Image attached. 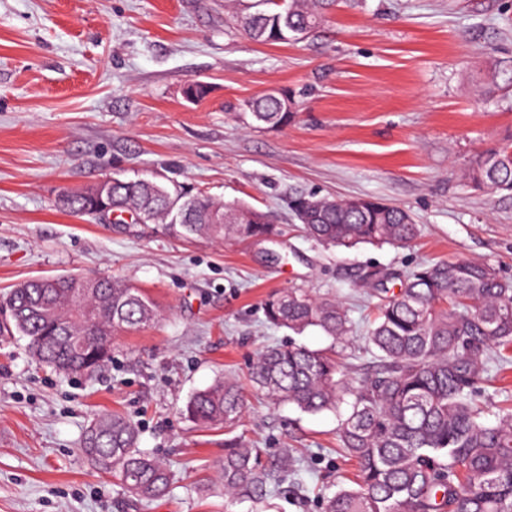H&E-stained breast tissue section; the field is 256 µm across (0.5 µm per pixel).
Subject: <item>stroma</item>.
<instances>
[{"label":"stroma","instance_id":"1","mask_svg":"<svg viewBox=\"0 0 512 512\" xmlns=\"http://www.w3.org/2000/svg\"><path fill=\"white\" fill-rule=\"evenodd\" d=\"M255 0H0V295L49 275L110 276L141 288L157 321L112 340L94 376L39 364L28 341L0 336V512H321L318 497L351 485L335 412L269 402L250 373L267 346L337 348L355 377L373 373L365 345L375 271L478 260L512 279V195L469 178L485 151L512 143V94L484 98L488 58L512 60V0H341L306 38L251 41L233 15ZM204 84V97L185 89ZM288 125L257 122L247 101L270 90ZM158 177L272 216L277 237L217 242L171 237L60 211L63 191ZM371 196L409 210L407 246L333 248L305 236L297 194ZM301 288L343 299L346 343L294 335L265 320L271 293ZM482 402L512 408V368L484 356ZM238 381L247 406L233 433L276 475L270 496L212 492L227 434L181 409L216 379ZM119 411L139 447L173 479L139 501L83 452L93 416ZM304 455L298 474L279 472Z\"/></svg>","mask_w":512,"mask_h":512}]
</instances>
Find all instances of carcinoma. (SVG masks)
I'll return each instance as SVG.
<instances>
[{"instance_id": "cac0c4a2", "label": "carcinoma", "mask_w": 512, "mask_h": 512, "mask_svg": "<svg viewBox=\"0 0 512 512\" xmlns=\"http://www.w3.org/2000/svg\"><path fill=\"white\" fill-rule=\"evenodd\" d=\"M266 8L242 18L251 40L282 44L317 28L335 0H260ZM512 90V65L493 61L485 67L483 92ZM282 94L267 93L245 107L256 121L285 126L292 113L281 106ZM472 182L490 192L512 193V145L482 155ZM59 209L94 215L91 190L62 192ZM111 205L133 211L145 223L163 221L172 236H208L241 240L276 235L269 216L241 203H221L181 186L143 179H112ZM304 232L328 246L412 243L419 229L401 206L369 197L356 207L352 199H326L322 208L299 219ZM397 277L373 274L384 295L368 329L367 342L377 359L374 373L356 379L338 352L302 344L270 346L252 367L251 381L273 403L296 405L306 413L340 411L341 449L356 465L353 486H340L323 501V512H512V414L491 422L475 399L482 380V356L488 349L512 362V281L488 264L437 261L415 267L396 292L387 283ZM57 287L32 282L15 288L0 305L9 316L0 330L28 338L33 356L67 376L90 377L108 361L112 333L153 322V302L127 282L98 278L91 296L99 314L89 326L74 311L72 285L81 277L59 276ZM267 321L296 335L319 329L341 343L353 333L343 302L313 297L291 288L264 301ZM85 338L78 354L73 341ZM244 408L238 383L218 379L195 392L182 414L204 426L234 424ZM136 425L118 412L94 417L84 436V451L107 469L118 470L124 487L145 501L162 497L171 473L159 459L138 448ZM224 496H267L271 469L258 450L240 437L227 440L218 468Z\"/></svg>"}]
</instances>
